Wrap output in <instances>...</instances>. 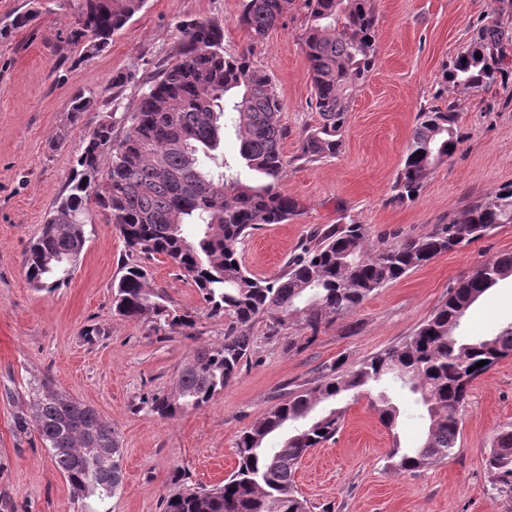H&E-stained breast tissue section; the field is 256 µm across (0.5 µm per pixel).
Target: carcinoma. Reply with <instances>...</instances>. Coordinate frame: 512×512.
I'll return each instance as SVG.
<instances>
[{
  "label": "carcinoma",
  "mask_w": 512,
  "mask_h": 512,
  "mask_svg": "<svg viewBox=\"0 0 512 512\" xmlns=\"http://www.w3.org/2000/svg\"><path fill=\"white\" fill-rule=\"evenodd\" d=\"M305 14L303 50L312 81L316 125L300 134L298 158L314 162L342 147L352 92L377 61L373 0H300ZM146 0H78L73 44L90 60ZM295 0H243L240 24L261 42ZM490 18L476 26L443 71L453 97L420 108L393 199L415 200L433 169L463 141L459 125L470 96L512 78V0H492ZM174 60L143 83L132 109L113 110L86 135L76 155L68 193L58 197L40 234L25 253L27 280L52 293L77 269L95 201L123 240L126 256H164L191 278L206 316L224 321V340L196 349L172 392L143 399L164 418L199 410L236 377L253 351V326L264 324L270 341L311 331L353 313L369 296L434 258L512 224V183L474 200L458 218L418 236L372 244L363 224H325L303 239L282 269L258 278L242 265L239 245L263 224H281L300 207L280 191L287 161L280 150L288 129L274 78L246 52L224 47V27L208 19L176 26ZM481 58H476L475 54ZM94 99L79 92L67 114L79 124ZM231 120L240 162L224 158V127ZM512 277V253L474 268L404 342L361 360L353 369L331 365L314 381L263 412L236 441L237 466L224 483L188 484L174 472L162 512H308L295 473L314 448L335 438L346 405L369 398L381 423L394 431L400 409L386 389L393 383L419 395L425 432L420 446L393 441L387 466L412 472L439 464L457 446L461 412L471 387L499 361L512 356V325L494 336L459 334L470 308L496 284ZM113 309L141 321L150 336L196 333L197 314L170 305L151 286L146 270L127 263L113 285ZM487 364L478 367L476 363ZM52 451L56 467L81 500L102 505L123 482L119 435L90 405L71 398L43 377L34 381L26 409L13 415L19 435L30 426ZM87 448H110L112 471L101 470ZM485 466L490 489L512 498V426L493 437Z\"/></svg>",
  "instance_id": "1"
}]
</instances>
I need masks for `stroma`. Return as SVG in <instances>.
Listing matches in <instances>:
<instances>
[{
	"instance_id": "1",
	"label": "stroma",
	"mask_w": 512,
	"mask_h": 512,
	"mask_svg": "<svg viewBox=\"0 0 512 512\" xmlns=\"http://www.w3.org/2000/svg\"><path fill=\"white\" fill-rule=\"evenodd\" d=\"M76 0H0V512H85L37 432L19 436L12 417L28 404L27 383L47 376L54 386L94 407L119 432L123 484L107 512H161L173 468L193 484L222 482L236 465L234 444L246 427L289 392L335 363L352 367L401 343L448 296L449 288L493 256L512 252V224L442 254L379 289L344 318L297 350L267 341L252 329L254 351L239 374L208 406L167 419L142 409L144 398L172 391L195 349L224 337L223 323L203 317L191 279L160 255L144 259L152 287L168 301L197 312L198 333L156 338L142 323L114 313L112 286L122 274L125 248L115 225L94 214L72 280L54 293L35 291L23 261L45 223L86 132L104 121L111 99L135 104L139 80L151 77L177 49L176 25L211 19L224 44L248 52L271 73L288 135L281 151L289 165L280 189L300 215L266 224L240 246L243 265L257 277L283 266L297 244L322 224L367 225L373 240L420 235L455 219L464 205L512 183V82L471 97L462 114L463 143L434 170L419 196L392 201V185L407 152L421 106L435 100L443 70L491 0H374L377 61L352 94L336 157L300 161L299 135L317 123L301 34L304 13L292 6L261 43L239 23L241 0H147L145 7L93 60L69 40ZM37 13L30 26L11 22ZM136 82L113 97V75ZM95 99L81 122L68 126L76 92ZM67 129L60 149L49 139ZM512 323V277L500 281L469 310L462 332L491 336ZM401 410L397 431L385 428L367 399L350 403L334 440L313 449L295 473L310 512H512V502L489 489L485 456L496 431L512 424V357L473 385L454 452L415 472L385 470L393 441L418 447L425 424L416 397L393 387Z\"/></svg>"
}]
</instances>
